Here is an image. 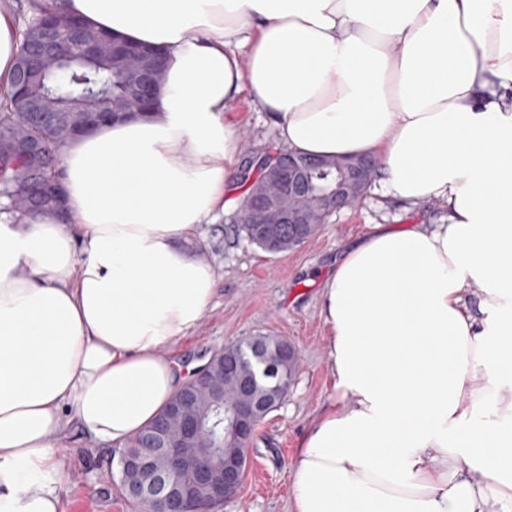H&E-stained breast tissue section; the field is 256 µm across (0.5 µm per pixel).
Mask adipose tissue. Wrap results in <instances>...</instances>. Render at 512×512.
<instances>
[{
    "instance_id": "obj_1",
    "label": "adipose tissue",
    "mask_w": 512,
    "mask_h": 512,
    "mask_svg": "<svg viewBox=\"0 0 512 512\" xmlns=\"http://www.w3.org/2000/svg\"><path fill=\"white\" fill-rule=\"evenodd\" d=\"M167 55L154 111L69 144L65 212L0 214V512H63L76 420L125 444L216 292L189 233L238 205L250 93L297 154L379 157L376 224L320 290L334 396L292 512H512V0H42ZM19 23L0 4V89ZM246 49L239 59L238 49Z\"/></svg>"
}]
</instances>
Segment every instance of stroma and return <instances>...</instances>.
I'll list each match as a JSON object with an SVG mask.
<instances>
[{
    "instance_id": "35a3bbf8",
    "label": "stroma",
    "mask_w": 512,
    "mask_h": 512,
    "mask_svg": "<svg viewBox=\"0 0 512 512\" xmlns=\"http://www.w3.org/2000/svg\"><path fill=\"white\" fill-rule=\"evenodd\" d=\"M243 129L241 150L264 151L277 144L267 113L249 94L233 106ZM444 202L408 204L384 197L372 182L353 207L334 213L301 246L271 254L236 231L235 212H227L190 234L189 248L216 273L217 292L192 337L169 351L180 365L208 359L225 345L250 336H280L299 351L301 364L282 404L256 430L249 468L237 498L212 512H292L291 466L298 440L310 419L333 395L324 356L328 327L320 313L319 291L336 257L374 224H437ZM61 456L66 464L65 512H141L124 493L117 473V451L70 428Z\"/></svg>"
}]
</instances>
